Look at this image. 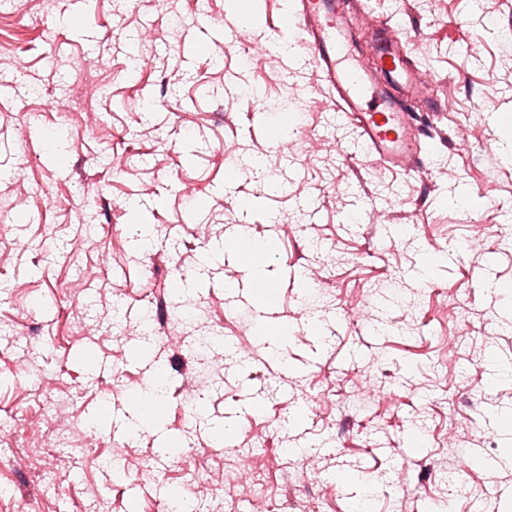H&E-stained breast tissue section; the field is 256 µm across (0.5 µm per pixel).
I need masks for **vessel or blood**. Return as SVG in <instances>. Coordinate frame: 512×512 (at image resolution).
<instances>
[{
	"mask_svg": "<svg viewBox=\"0 0 512 512\" xmlns=\"http://www.w3.org/2000/svg\"><path fill=\"white\" fill-rule=\"evenodd\" d=\"M344 7L343 0H294L281 25L299 30L303 60L321 72L365 154L406 173L423 171L428 157L421 144L431 136L433 117L443 106L421 72L407 63L397 27L379 25L370 52H363ZM412 99L423 104V111H409Z\"/></svg>",
	"mask_w": 512,
	"mask_h": 512,
	"instance_id": "1",
	"label": "vessel or blood"
}]
</instances>
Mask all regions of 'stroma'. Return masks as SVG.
Wrapping results in <instances>:
<instances>
[{
  "label": "stroma",
  "mask_w": 512,
  "mask_h": 512,
  "mask_svg": "<svg viewBox=\"0 0 512 512\" xmlns=\"http://www.w3.org/2000/svg\"><path fill=\"white\" fill-rule=\"evenodd\" d=\"M363 5L448 102L424 172L293 0H0V512H512V0Z\"/></svg>",
  "instance_id": "stroma-1"
}]
</instances>
